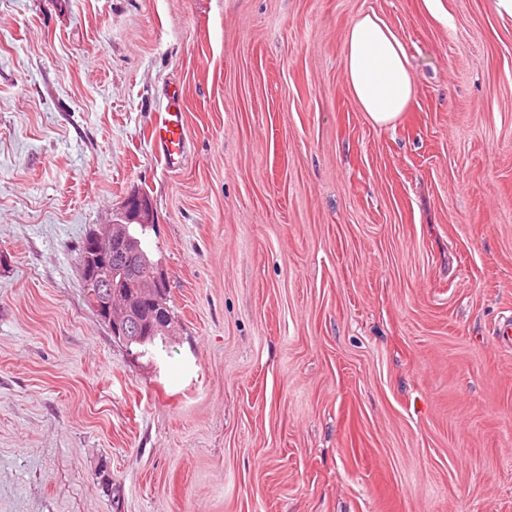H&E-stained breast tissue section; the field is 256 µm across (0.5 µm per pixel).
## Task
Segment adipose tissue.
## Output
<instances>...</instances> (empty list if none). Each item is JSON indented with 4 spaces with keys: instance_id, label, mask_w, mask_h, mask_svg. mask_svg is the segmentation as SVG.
<instances>
[{
    "instance_id": "obj_1",
    "label": "adipose tissue",
    "mask_w": 512,
    "mask_h": 512,
    "mask_svg": "<svg viewBox=\"0 0 512 512\" xmlns=\"http://www.w3.org/2000/svg\"><path fill=\"white\" fill-rule=\"evenodd\" d=\"M345 46V79L356 104L373 123H394L414 93L403 42L385 20L367 13L348 27Z\"/></svg>"
}]
</instances>
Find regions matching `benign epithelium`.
I'll return each mask as SVG.
<instances>
[{
	"label": "benign epithelium",
	"mask_w": 512,
	"mask_h": 512,
	"mask_svg": "<svg viewBox=\"0 0 512 512\" xmlns=\"http://www.w3.org/2000/svg\"><path fill=\"white\" fill-rule=\"evenodd\" d=\"M155 223L152 209L139 197L126 201L122 218L94 231L88 238L83 255L84 265L94 272L91 306L112 336L127 340L133 327L140 324L152 327L161 336L174 335V320L160 305L159 297L168 288L162 269L148 275L137 266V251L129 236L128 224Z\"/></svg>",
	"instance_id": "1"
}]
</instances>
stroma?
<instances>
[{
    "instance_id": "obj_1",
    "label": "stroma",
    "mask_w": 512,
    "mask_h": 512,
    "mask_svg": "<svg viewBox=\"0 0 512 512\" xmlns=\"http://www.w3.org/2000/svg\"><path fill=\"white\" fill-rule=\"evenodd\" d=\"M372 12L385 127L343 71ZM142 192L178 334L138 359L79 247ZM511 322L490 0H0V512H512ZM345 46V79L356 104L374 124L394 123L414 93L403 42L385 20L367 13L347 28ZM182 119L179 109L160 112L153 128V138L158 142L159 151L172 163L184 147Z\"/></svg>"
}]
</instances>
